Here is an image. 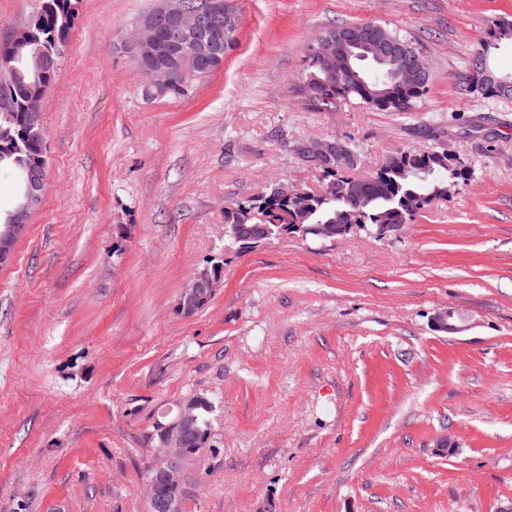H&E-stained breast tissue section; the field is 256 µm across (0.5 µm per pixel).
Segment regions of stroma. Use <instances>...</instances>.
<instances>
[{
    "label": "stroma",
    "mask_w": 512,
    "mask_h": 512,
    "mask_svg": "<svg viewBox=\"0 0 512 512\" xmlns=\"http://www.w3.org/2000/svg\"><path fill=\"white\" fill-rule=\"evenodd\" d=\"M155 0H78L43 100L47 178L0 264V512H148L163 414L203 394L211 442L185 512H501L512 505V98L467 89L512 0H238L222 68L147 99L124 48ZM398 30L426 57L411 111L317 109L306 49L331 26ZM359 174L409 149L471 171L394 232L243 250L224 209L287 182L302 143ZM191 318L176 303L212 264ZM452 308L455 334L432 318Z\"/></svg>",
    "instance_id": "stroma-1"
}]
</instances>
